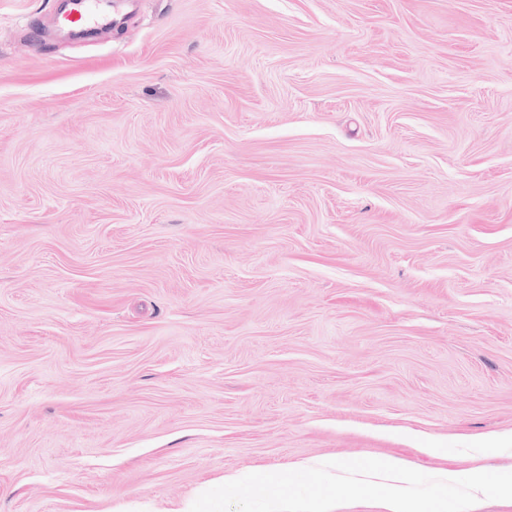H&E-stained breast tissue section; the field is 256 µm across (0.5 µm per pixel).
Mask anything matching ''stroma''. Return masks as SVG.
Returning a JSON list of instances; mask_svg holds the SVG:
<instances>
[{
	"label": "stroma",
	"instance_id": "obj_1",
	"mask_svg": "<svg viewBox=\"0 0 512 512\" xmlns=\"http://www.w3.org/2000/svg\"><path fill=\"white\" fill-rule=\"evenodd\" d=\"M57 8L0 0V512L512 470V0ZM64 20L72 28L103 29L111 23V16L99 1L74 0Z\"/></svg>",
	"mask_w": 512,
	"mask_h": 512
}]
</instances>
